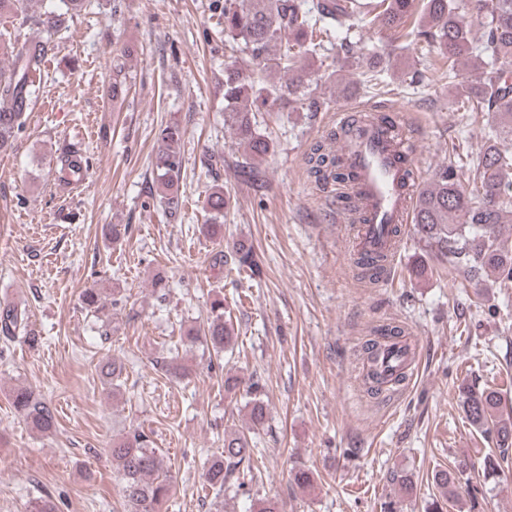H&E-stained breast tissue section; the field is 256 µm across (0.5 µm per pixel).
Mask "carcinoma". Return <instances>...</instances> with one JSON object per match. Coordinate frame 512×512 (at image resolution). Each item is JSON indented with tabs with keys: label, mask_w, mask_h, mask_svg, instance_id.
<instances>
[{
	"label": "carcinoma",
	"mask_w": 512,
	"mask_h": 512,
	"mask_svg": "<svg viewBox=\"0 0 512 512\" xmlns=\"http://www.w3.org/2000/svg\"><path fill=\"white\" fill-rule=\"evenodd\" d=\"M224 18V48L242 52L261 71H283L288 80L268 83L255 80L236 65L224 66V123L244 145L245 165L254 172L256 162L275 150L272 138L258 128L256 115L273 112L281 103L304 112H317L321 104L303 89L311 81L313 60L328 50L332 36L358 22L370 20L387 32L391 42L415 38L442 62L441 75L456 77V67L466 63L478 74L470 84L456 86L466 97L470 112H491L495 134L481 155L472 175L471 188L463 186L453 165L441 167L434 180L422 188L414 205L415 229L425 244L448 259V264L466 280H478L493 271L501 283H512V251L504 250L499 240L500 225L512 223V0H315L302 10L297 0H224L214 4ZM26 0H0V15L22 13L25 19L49 30L64 22V14L49 12L39 16L25 14ZM47 54L40 40L16 44L11 51V68L0 71V151L12 146L15 133L25 125L26 102L33 94ZM161 148L155 156L156 182L166 200L167 212L179 210L178 184L183 132L176 123L159 133ZM308 174L320 184L351 175L343 157L331 145L316 143L308 158ZM229 193L213 184L203 203L208 218L203 232L219 246L212 256L224 264V209ZM238 269L261 275L253 248L243 242L232 256ZM85 307L101 313L106 309L101 293L89 288L82 295ZM212 319L203 339L215 355L233 352L234 328L224 322V301L211 306ZM0 335L21 338L35 345L41 341L31 328L26 311L13 305H0ZM396 326L369 339L363 351L377 355L380 338L400 336ZM105 385L115 392L124 380V364L113 358L100 365ZM253 428L265 424L266 405L262 386L253 381L246 386ZM17 412L35 431L48 434L56 425L50 401L33 389L17 387L12 392ZM501 392L485 385L465 391L462 408L470 423L496 433L499 455L505 456L512 441V420L500 411ZM253 454L245 433L224 434V451L209 466L205 481L217 493L240 483V466ZM112 460L122 483L127 512H162L172 492V481L163 469L149 435L128 431L112 439ZM433 482L440 497L452 500L470 487L460 483L451 469H438Z\"/></svg>",
	"instance_id": "cac0c4a2"
}]
</instances>
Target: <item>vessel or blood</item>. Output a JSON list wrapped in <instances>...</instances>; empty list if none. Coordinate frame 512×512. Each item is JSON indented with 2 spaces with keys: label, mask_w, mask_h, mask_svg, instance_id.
Here are the masks:
<instances>
[{
  "label": "vessel or blood",
  "mask_w": 512,
  "mask_h": 512,
  "mask_svg": "<svg viewBox=\"0 0 512 512\" xmlns=\"http://www.w3.org/2000/svg\"><path fill=\"white\" fill-rule=\"evenodd\" d=\"M333 123L352 172L351 181L335 184L336 220L350 226L357 260L396 257L402 246L400 231L412 217L419 152L406 137L399 113L387 111L357 122L350 109L341 108ZM416 365L414 341L397 336L383 339L378 360L362 363L360 372L379 373L381 389L395 395L399 379L412 376Z\"/></svg>",
  "instance_id": "b4317fda"
}]
</instances>
